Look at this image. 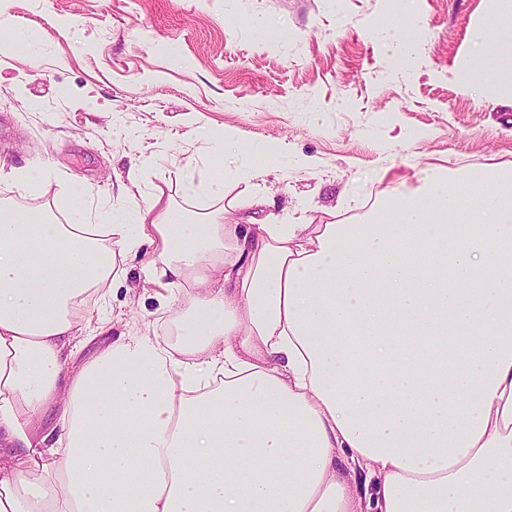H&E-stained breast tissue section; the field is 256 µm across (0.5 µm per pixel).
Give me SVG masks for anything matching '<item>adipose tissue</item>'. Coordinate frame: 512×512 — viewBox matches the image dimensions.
I'll return each instance as SVG.
<instances>
[{
	"instance_id": "adipose-tissue-1",
	"label": "adipose tissue",
	"mask_w": 512,
	"mask_h": 512,
	"mask_svg": "<svg viewBox=\"0 0 512 512\" xmlns=\"http://www.w3.org/2000/svg\"><path fill=\"white\" fill-rule=\"evenodd\" d=\"M487 2L454 79L512 101V0ZM206 142L187 194L223 200L275 158ZM272 205L0 206V512H512V166L427 168L364 224ZM144 245L145 284L186 291L173 336L77 361Z\"/></svg>"
}]
</instances>
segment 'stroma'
I'll return each mask as SVG.
<instances>
[{"label": "stroma", "instance_id": "35a3bbf8", "mask_svg": "<svg viewBox=\"0 0 512 512\" xmlns=\"http://www.w3.org/2000/svg\"><path fill=\"white\" fill-rule=\"evenodd\" d=\"M392 0H0V202L62 216L153 198L189 209V171L216 128L283 162L227 195H271L287 219L359 224L380 193L433 165L449 177L512 165V108L458 85L482 0H414L415 54L397 68ZM40 33L30 63L16 34ZM32 165L49 176L18 192ZM111 336H163L140 263L109 289Z\"/></svg>", "mask_w": 512, "mask_h": 512}]
</instances>
